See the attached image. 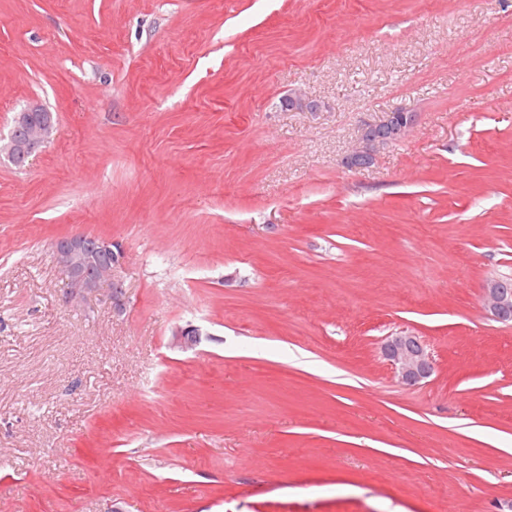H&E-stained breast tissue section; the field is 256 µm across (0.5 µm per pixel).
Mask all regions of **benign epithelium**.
Listing matches in <instances>:
<instances>
[{"mask_svg": "<svg viewBox=\"0 0 512 512\" xmlns=\"http://www.w3.org/2000/svg\"><path fill=\"white\" fill-rule=\"evenodd\" d=\"M412 112L396 110L385 114L381 123L395 128L398 136L405 135L415 124ZM55 129L52 114L44 105L30 100L13 117V132L3 144L0 153L11 158L29 159L49 142ZM383 138L363 137L358 147L349 153L347 163L360 168L365 165L366 156H374L384 145ZM84 236L65 237L57 241L54 250L55 261L71 285L87 293L96 291L102 285L109 286V300L114 310L123 308L120 272L122 263L93 272L86 268L88 259L84 254ZM483 308L496 320L512 317V291L500 286V281H489L484 289ZM381 353L394 369L401 383L415 386L429 378L434 371V362L420 337L408 331L393 333L382 340Z\"/></svg>", "mask_w": 512, "mask_h": 512, "instance_id": "obj_1", "label": "benign epithelium"}]
</instances>
